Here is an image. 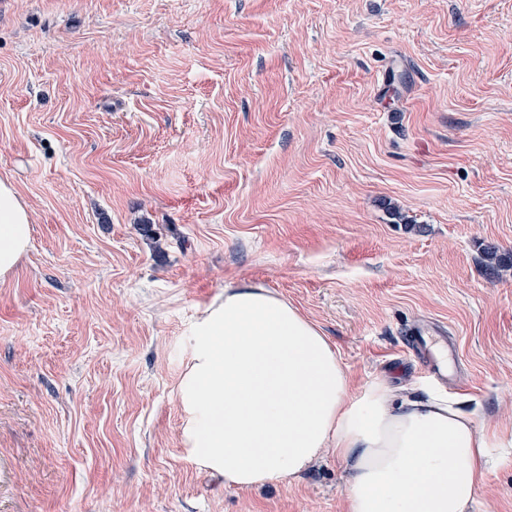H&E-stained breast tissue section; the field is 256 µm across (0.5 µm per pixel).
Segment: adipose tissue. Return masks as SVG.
Wrapping results in <instances>:
<instances>
[{"instance_id":"obj_1","label":"adipose tissue","mask_w":512,"mask_h":512,"mask_svg":"<svg viewBox=\"0 0 512 512\" xmlns=\"http://www.w3.org/2000/svg\"><path fill=\"white\" fill-rule=\"evenodd\" d=\"M28 212L0 180V277L26 253ZM191 457L249 488L294 477L335 449L352 480L346 512H471L495 449L474 414L386 379L350 388L326 336L284 299L228 286L192 331L180 389Z\"/></svg>"}]
</instances>
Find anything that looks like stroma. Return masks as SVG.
Segmentation results:
<instances>
[{
  "mask_svg": "<svg viewBox=\"0 0 512 512\" xmlns=\"http://www.w3.org/2000/svg\"><path fill=\"white\" fill-rule=\"evenodd\" d=\"M0 512H344L350 472L250 489L189 460V331L288 301L352 386L443 390L512 435V0H0ZM507 259L486 274L485 247ZM472 512H512V464ZM32 236L28 212L14 186L0 180V277L9 274L26 253ZM448 350V355L453 356L457 352L454 340L450 336H410L408 350H411L422 362L441 380H448V367L437 361L435 346Z\"/></svg>",
  "mask_w": 512,
  "mask_h": 512,
  "instance_id": "35a3bbf8",
  "label": "stroma"
}]
</instances>
